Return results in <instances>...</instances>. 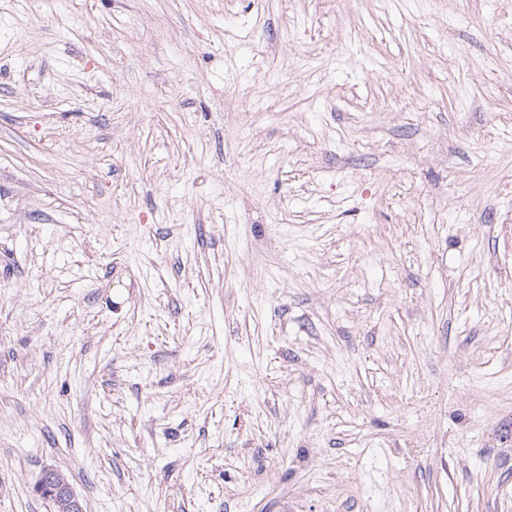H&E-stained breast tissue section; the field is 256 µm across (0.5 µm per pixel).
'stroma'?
<instances>
[{
    "label": "stroma",
    "instance_id": "1",
    "mask_svg": "<svg viewBox=\"0 0 512 512\" xmlns=\"http://www.w3.org/2000/svg\"><path fill=\"white\" fill-rule=\"evenodd\" d=\"M0 27V512H512V0ZM35 491L54 503L56 512H84L83 505L74 494L69 479L57 468H45L39 474Z\"/></svg>",
    "mask_w": 512,
    "mask_h": 512
}]
</instances>
